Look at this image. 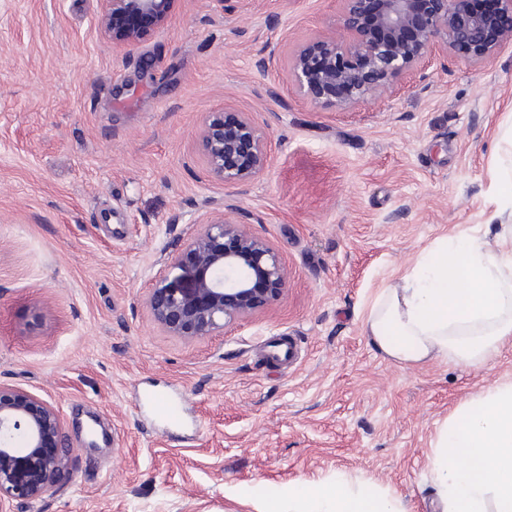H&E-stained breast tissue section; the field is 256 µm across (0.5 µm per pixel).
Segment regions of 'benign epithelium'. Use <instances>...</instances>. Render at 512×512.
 <instances>
[{
  "mask_svg": "<svg viewBox=\"0 0 512 512\" xmlns=\"http://www.w3.org/2000/svg\"><path fill=\"white\" fill-rule=\"evenodd\" d=\"M97 23L115 45L133 46L164 26L175 0H100ZM338 28L299 46L288 73L311 103L347 109L392 92L394 82L431 53L469 65L494 60L512 46V0L478 12L471 0H341ZM210 176L245 184L268 161L265 131L243 112L210 113L197 130ZM251 213L229 199L206 202L190 234L165 257L167 274L145 300L154 322L187 340L224 328L277 301L288 272L269 242L255 235ZM56 406L15 385L0 383V512L33 502L69 473Z\"/></svg>",
  "mask_w": 512,
  "mask_h": 512,
  "instance_id": "1",
  "label": "benign epithelium"
}]
</instances>
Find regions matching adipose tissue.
Listing matches in <instances>:
<instances>
[{
  "label": "adipose tissue",
  "instance_id": "obj_1",
  "mask_svg": "<svg viewBox=\"0 0 512 512\" xmlns=\"http://www.w3.org/2000/svg\"><path fill=\"white\" fill-rule=\"evenodd\" d=\"M365 332L385 357L485 366L512 340V224L456 231L381 288ZM430 471L440 512H512V381L472 395L438 431ZM261 512H403L368 482L300 483Z\"/></svg>",
  "mask_w": 512,
  "mask_h": 512
}]
</instances>
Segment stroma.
I'll return each instance as SVG.
<instances>
[{
    "label": "stroma",
    "instance_id": "obj_1",
    "mask_svg": "<svg viewBox=\"0 0 512 512\" xmlns=\"http://www.w3.org/2000/svg\"><path fill=\"white\" fill-rule=\"evenodd\" d=\"M341 9L177 0L125 48L98 29V0H0V382L56 405L74 450L51 492L11 512H257L259 493L339 475L437 512L436 435L512 381V342L482 369L406 367L363 322L420 251L503 205L512 47L478 68L433 55L385 97L320 107L295 90L288 56ZM228 103L270 145L244 186L209 177L195 135ZM226 197L252 212L288 286L187 342L144 299L204 200ZM289 336L296 360L271 361ZM169 401L180 428L159 410Z\"/></svg>",
    "mask_w": 512,
    "mask_h": 512
}]
</instances>
